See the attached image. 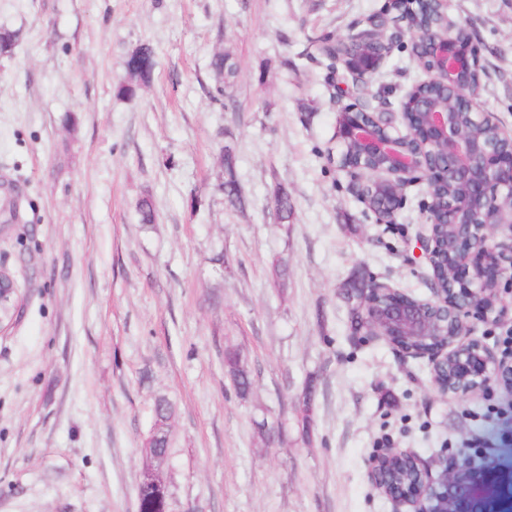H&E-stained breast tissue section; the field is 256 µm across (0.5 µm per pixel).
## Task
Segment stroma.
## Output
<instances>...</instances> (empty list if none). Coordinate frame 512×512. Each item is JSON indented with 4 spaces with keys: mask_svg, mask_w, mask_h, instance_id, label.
<instances>
[{
    "mask_svg": "<svg viewBox=\"0 0 512 512\" xmlns=\"http://www.w3.org/2000/svg\"><path fill=\"white\" fill-rule=\"evenodd\" d=\"M390 2L0 0V28L20 33L0 56V263L21 296L0 325V512H137L159 398L174 412L168 512H394L367 477L385 439L436 472L490 453L512 470L491 412L512 392L443 397L427 360L355 340L339 293L366 270L431 295L424 194L408 188L394 225L351 195L329 156L331 70L313 56ZM449 14L477 35V109L512 133V0ZM143 43L153 75L118 95ZM218 52L238 67L220 103ZM420 76L404 49L373 86L396 103ZM225 145L240 210L218 189Z\"/></svg>",
    "mask_w": 512,
    "mask_h": 512,
    "instance_id": "1",
    "label": "stroma"
}]
</instances>
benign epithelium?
<instances>
[{
  "instance_id": "benign-epithelium-1",
  "label": "benign epithelium",
  "mask_w": 512,
  "mask_h": 512,
  "mask_svg": "<svg viewBox=\"0 0 512 512\" xmlns=\"http://www.w3.org/2000/svg\"><path fill=\"white\" fill-rule=\"evenodd\" d=\"M428 0H394L398 15L379 13L349 36L359 52L370 55L367 65L345 50L348 78L371 82L387 54H370L383 36L384 22L415 30ZM481 67L473 42L456 40L449 27L426 42L420 60L419 83H437L473 100L481 84L468 80ZM336 166L350 178L351 190L364 204L381 200L375 212L381 224L397 223L404 191L422 184L430 198L425 210L427 233L420 235L422 256L438 273V255L445 253L448 287L432 289V298H415L371 276L366 278L357 310L363 320L378 325L373 334H360L365 343L383 338L404 357L426 358L437 391L451 399L464 398L494 380L512 390V358L500 356L473 336L475 324L497 323L503 314L500 288L512 277V216H502L499 201L512 197V136L499 142L480 141L463 132L457 113L432 100L404 95L398 108L386 104L378 112H363L357 101L336 97ZM443 156L449 170L432 158ZM452 176L465 186L458 197L439 199L435 183ZM448 213V241L436 234L435 214ZM147 463L139 487L166 492L162 475L165 456L146 449ZM367 476L377 489L406 512H508L512 509V472L499 464L468 457L445 460L435 476L408 448H383L367 461Z\"/></svg>"
}]
</instances>
